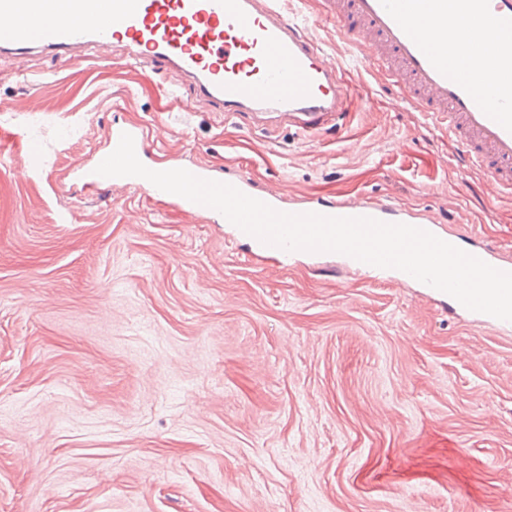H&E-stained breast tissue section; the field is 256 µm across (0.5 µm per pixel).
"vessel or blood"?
<instances>
[{
	"label": "vessel or blood",
	"instance_id": "1",
	"mask_svg": "<svg viewBox=\"0 0 512 512\" xmlns=\"http://www.w3.org/2000/svg\"><path fill=\"white\" fill-rule=\"evenodd\" d=\"M348 33L371 40L358 51L382 64L408 101L444 125L461 147L462 165H478L496 193L512 192V0H328ZM429 22L441 37L421 33ZM127 58L192 85L198 100L225 116L261 112L309 134L338 128L350 89L332 59L288 16L281 0H0V57L21 63L34 52L66 60ZM139 160L152 151L141 127H112L108 150L123 133ZM197 177L225 181L277 210L336 217H370L434 231L417 211L379 200L323 198L285 203L281 194L254 192L247 179L195 162ZM93 188L122 185L152 190L148 180L80 174Z\"/></svg>",
	"mask_w": 512,
	"mask_h": 512
}]
</instances>
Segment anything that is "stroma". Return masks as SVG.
Segmentation results:
<instances>
[{
  "label": "stroma",
  "instance_id": "obj_1",
  "mask_svg": "<svg viewBox=\"0 0 512 512\" xmlns=\"http://www.w3.org/2000/svg\"><path fill=\"white\" fill-rule=\"evenodd\" d=\"M287 9L350 86L337 134L187 110L191 86L119 55L0 80V512H512V331L77 179L139 126L159 159L388 199L512 258V195H485L326 0Z\"/></svg>",
  "mask_w": 512,
  "mask_h": 512
}]
</instances>
